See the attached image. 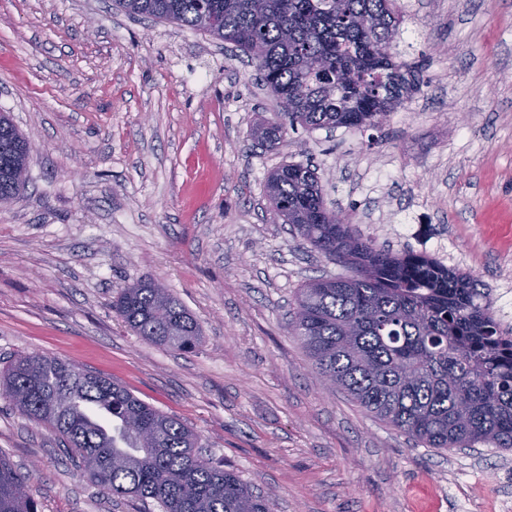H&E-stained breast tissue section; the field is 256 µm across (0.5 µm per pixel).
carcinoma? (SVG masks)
<instances>
[{
	"label": "carcinoma",
	"mask_w": 512,
	"mask_h": 512,
	"mask_svg": "<svg viewBox=\"0 0 512 512\" xmlns=\"http://www.w3.org/2000/svg\"><path fill=\"white\" fill-rule=\"evenodd\" d=\"M227 42L254 64L282 111L253 133L277 148L287 128H378L417 92L423 64L380 46L400 35L397 0H115ZM30 148L0 113V204L25 186ZM268 207L346 273L299 289L288 333L322 376L367 413L429 448L512 449V329L467 273L412 250L379 246L327 208L310 165L286 162L265 183ZM112 309L136 335L188 352L202 336L155 281L124 288ZM0 393L48 426L111 496L159 512H272L232 469L214 463L179 418L124 386L57 357L25 353L0 372ZM0 512H37L29 478L0 453Z\"/></svg>",
	"instance_id": "1"
}]
</instances>
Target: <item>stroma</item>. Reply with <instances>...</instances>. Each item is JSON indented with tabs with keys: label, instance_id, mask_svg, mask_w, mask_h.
I'll return each mask as SVG.
<instances>
[{
	"label": "stroma",
	"instance_id": "stroma-1",
	"mask_svg": "<svg viewBox=\"0 0 512 512\" xmlns=\"http://www.w3.org/2000/svg\"><path fill=\"white\" fill-rule=\"evenodd\" d=\"M399 57L424 83L379 129L252 128L277 111L233 45L113 0H0V112L30 144L0 207V370L55 355L178 417L274 512H498L512 450L415 442L327 387L287 323L299 288L341 273L269 210L284 162L317 166L328 207L393 250L497 291L512 284V0H400ZM163 283L202 328L192 352L112 309ZM0 451L38 512H158L106 495L46 426L0 395Z\"/></svg>",
	"mask_w": 512,
	"mask_h": 512
}]
</instances>
